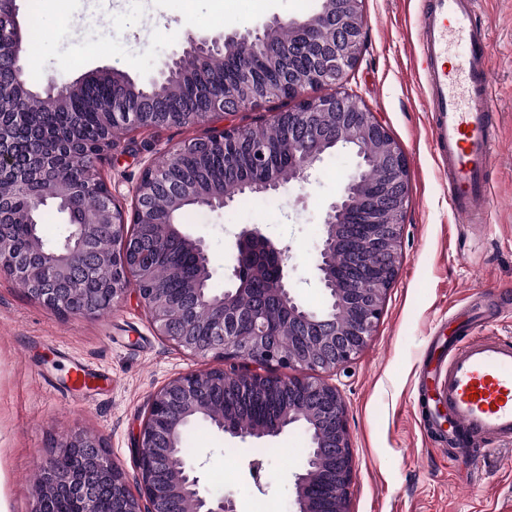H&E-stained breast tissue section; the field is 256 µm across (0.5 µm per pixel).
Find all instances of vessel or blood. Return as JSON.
I'll return each instance as SVG.
<instances>
[{
  "mask_svg": "<svg viewBox=\"0 0 512 512\" xmlns=\"http://www.w3.org/2000/svg\"><path fill=\"white\" fill-rule=\"evenodd\" d=\"M478 0H427L418 62L430 102L431 140L461 223H482L496 149L488 38ZM449 428L466 443L512 437V340L482 336L448 353L438 389Z\"/></svg>",
  "mask_w": 512,
  "mask_h": 512,
  "instance_id": "vessel-or-blood-1",
  "label": "vessel or blood"
}]
</instances>
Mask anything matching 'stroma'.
<instances>
[{
  "label": "stroma",
  "mask_w": 512,
  "mask_h": 512,
  "mask_svg": "<svg viewBox=\"0 0 512 512\" xmlns=\"http://www.w3.org/2000/svg\"><path fill=\"white\" fill-rule=\"evenodd\" d=\"M424 0H364L366 43L345 78L376 113L407 156L409 203L402 261L368 345L349 367L326 374L341 392L355 459L350 512H512V438L482 449L449 446L432 428L431 395L445 375L431 359L448 354L467 312L474 335L512 338V0H482L479 23L489 34L492 107L499 114L496 156L490 168L493 198L481 224L460 223L447 179L431 146L430 112L418 64V17ZM316 0H216L214 7H181L177 0H58L59 26L27 73L33 89L56 80L75 82L109 68L136 85L149 84L186 33L213 36L262 25L272 16L303 17ZM108 40L109 50L87 49ZM290 99L223 115L212 124L169 126L124 135L120 151L100 165L117 203L130 206L129 189L148 160L214 127H257ZM356 158H324L309 184L272 195H244L215 211L190 210L183 231L202 239L211 256L212 282L230 274V246L255 225L288 248V274L309 307L322 297L312 263L321 242L323 213ZM157 336L135 294L111 311L65 318L31 301L20 283L0 278V512H30L31 489L53 439L74 431L102 436L113 459L136 483L135 440L152 394L181 374L219 366ZM190 460L208 490L232 494L238 512L266 501L270 512H295L289 474L301 471L309 446L291 428L275 438L244 441L200 428L191 435ZM262 458L263 488L249 463Z\"/></svg>",
  "instance_id": "obj_1"
}]
</instances>
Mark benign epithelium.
Returning <instances> with one entry per match:
<instances>
[{
	"label": "benign epithelium",
	"instance_id": "obj_1",
	"mask_svg": "<svg viewBox=\"0 0 512 512\" xmlns=\"http://www.w3.org/2000/svg\"><path fill=\"white\" fill-rule=\"evenodd\" d=\"M363 2L319 0L317 10L305 18L274 16L261 27L218 37L189 33L182 51L163 62L151 80L155 85L168 69L209 68L214 53L223 49L259 59L257 65L239 66L230 81L200 87L204 108L189 114L191 125L270 100L296 101L294 109L272 114L274 143L255 139L246 146L244 140L254 129L232 127L183 144L201 155L210 144L227 146L224 164L230 183L208 196L198 194V179L178 178L152 159L131 187L132 212L116 204L99 165L120 147L125 127L153 126L145 111L124 101L103 113L108 135L87 151L90 161L79 182L51 179L57 163L52 155L35 154L26 167L15 166L9 131L13 123L24 120L25 113H0V276L20 282L30 300L65 317L110 310L132 291L155 332L172 345L204 359H242L260 367L231 373L222 367L189 372L154 392L136 439L135 493L101 437L73 432L53 440L55 451L33 487L31 512H56L59 501L71 502L75 512H100L103 499L112 502V512H237L233 497L214 495L201 486L196 467L174 464V450L196 420H207L224 434L242 439L276 437L294 424L305 425L312 446L304 468L293 475L296 512H349L355 456L345 401L336 387L314 374L350 363L372 336L400 264L409 197L405 154L363 99L343 88L365 42ZM8 4L9 12H0V74L10 78L9 90L19 97L29 59L14 0ZM92 76L135 90L129 78L114 70L96 71ZM82 86L81 82H53L40 100L57 107ZM281 145L293 148L286 174L271 168V158ZM329 145L356 157L342 190L324 212L323 239L314 259L313 269L330 294L331 305L319 313L300 302L288 281V250L274 246L257 226L242 230L232 242L234 287L220 296L209 294L207 247L203 240L178 229L174 208H158L159 190L170 185L168 199L178 205L190 200L204 209L223 208L246 191L267 193L308 182ZM243 155L252 164L266 167L263 179L234 178ZM370 167L378 177L369 185L365 173ZM18 185L32 190L33 207L23 210L14 204L12 189ZM49 198L81 208V223L74 231L77 247L49 248L34 234L21 245L9 232L16 225L33 222V208ZM143 236L160 242L178 238L198 256L199 272L187 288V299L172 298L156 286L158 274L176 269L163 262L151 264L139 249ZM251 250L264 251L276 260L279 275L270 293L283 306L282 332L270 315L243 304L251 275L244 256ZM283 334L288 336L286 343L280 342ZM272 365L312 375L262 372ZM227 376L236 380L244 396L260 386L273 388L284 408L281 419L273 426L247 430L224 421L212 393L224 388Z\"/></svg>",
	"mask_w": 512,
	"mask_h": 512
}]
</instances>
